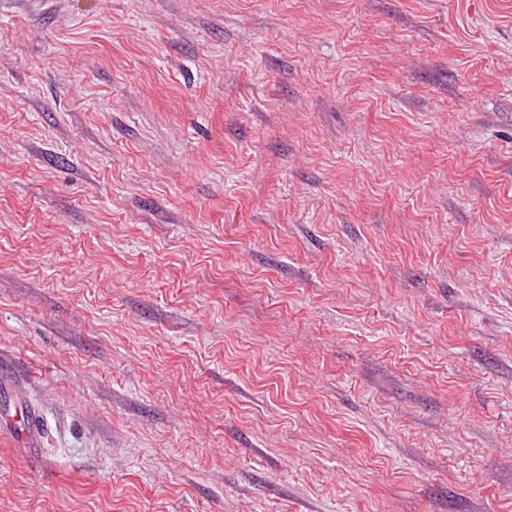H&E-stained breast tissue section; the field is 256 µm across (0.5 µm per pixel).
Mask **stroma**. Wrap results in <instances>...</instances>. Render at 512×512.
Masks as SVG:
<instances>
[{"label":"stroma","mask_w":512,"mask_h":512,"mask_svg":"<svg viewBox=\"0 0 512 512\" xmlns=\"http://www.w3.org/2000/svg\"><path fill=\"white\" fill-rule=\"evenodd\" d=\"M0 512H512V0H0Z\"/></svg>","instance_id":"obj_1"}]
</instances>
